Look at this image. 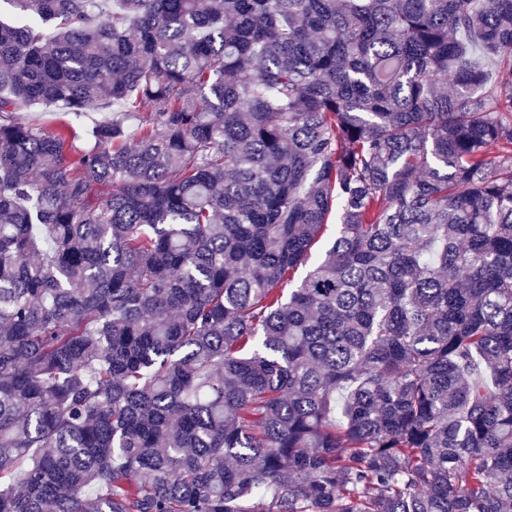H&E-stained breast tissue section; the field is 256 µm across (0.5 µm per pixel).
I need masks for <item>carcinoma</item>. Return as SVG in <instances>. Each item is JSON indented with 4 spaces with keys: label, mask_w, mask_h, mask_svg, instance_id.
I'll list each match as a JSON object with an SVG mask.
<instances>
[{
    "label": "carcinoma",
    "mask_w": 512,
    "mask_h": 512,
    "mask_svg": "<svg viewBox=\"0 0 512 512\" xmlns=\"http://www.w3.org/2000/svg\"><path fill=\"white\" fill-rule=\"evenodd\" d=\"M0 1V512H512V0Z\"/></svg>",
    "instance_id": "1"
}]
</instances>
